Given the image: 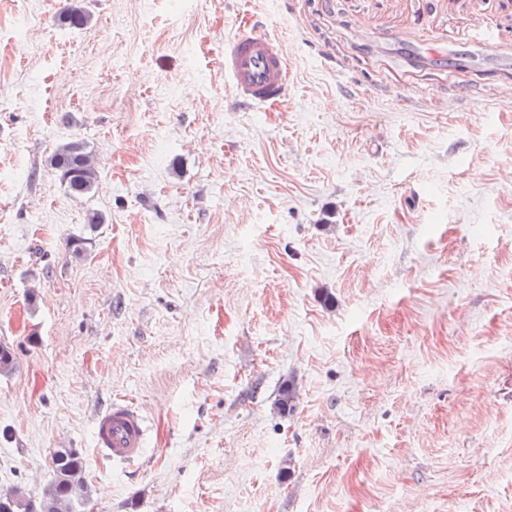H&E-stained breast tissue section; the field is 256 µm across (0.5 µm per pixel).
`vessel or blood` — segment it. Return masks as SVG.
<instances>
[{
  "instance_id": "b4317fda",
  "label": "vessel or blood",
  "mask_w": 512,
  "mask_h": 512,
  "mask_svg": "<svg viewBox=\"0 0 512 512\" xmlns=\"http://www.w3.org/2000/svg\"><path fill=\"white\" fill-rule=\"evenodd\" d=\"M224 78L234 96L254 106L276 105L288 92V60L280 39L253 24L224 43ZM148 433L139 407L113 400L95 419L94 446L116 464L139 460Z\"/></svg>"
}]
</instances>
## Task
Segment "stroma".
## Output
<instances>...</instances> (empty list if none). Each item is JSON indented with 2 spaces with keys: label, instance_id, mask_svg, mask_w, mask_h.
Masks as SVG:
<instances>
[{
  "label": "stroma",
  "instance_id": "obj_1",
  "mask_svg": "<svg viewBox=\"0 0 512 512\" xmlns=\"http://www.w3.org/2000/svg\"><path fill=\"white\" fill-rule=\"evenodd\" d=\"M71 3L0 0V490L74 448L95 512H512V0ZM245 19L269 108L224 80ZM91 15L83 6L82 0H74L71 6L59 15L61 25L71 28H82L88 25ZM224 78L239 101L276 105L289 84L281 40L245 22L237 35L224 42ZM48 165L56 170L70 196L84 197L92 192L98 177L95 156L81 141H71L53 151ZM147 433L148 425L141 409L115 399L95 419L94 446L113 463L130 464L142 457Z\"/></svg>",
  "mask_w": 512,
  "mask_h": 512
}]
</instances>
